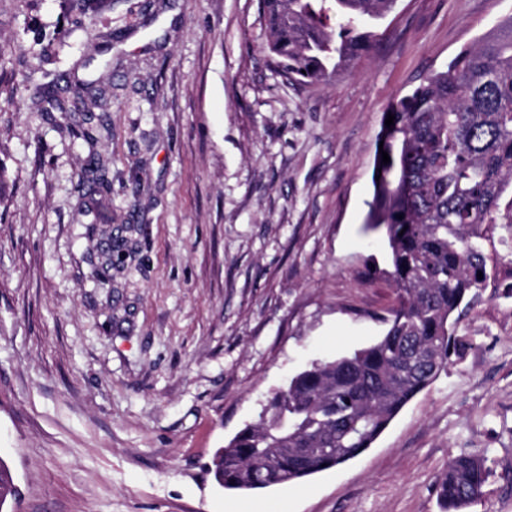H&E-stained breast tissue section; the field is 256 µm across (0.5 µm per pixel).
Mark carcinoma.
<instances>
[{
  "mask_svg": "<svg viewBox=\"0 0 512 512\" xmlns=\"http://www.w3.org/2000/svg\"><path fill=\"white\" fill-rule=\"evenodd\" d=\"M395 0H262L267 51L289 81L328 83L377 41ZM338 20V26L331 20ZM365 223L385 228L398 292L376 343L317 361L216 450L210 472L247 492L292 483L371 447L460 356L459 324L486 288L512 298V18L461 50L391 108ZM483 274L478 278L477 274ZM484 458L462 454L436 480L441 512L482 493Z\"/></svg>",
  "mask_w": 512,
  "mask_h": 512,
  "instance_id": "carcinoma-1",
  "label": "carcinoma"
}]
</instances>
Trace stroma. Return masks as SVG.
Returning a JSON list of instances; mask_svg holds the SVG:
<instances>
[{
  "label": "stroma",
  "mask_w": 512,
  "mask_h": 512,
  "mask_svg": "<svg viewBox=\"0 0 512 512\" xmlns=\"http://www.w3.org/2000/svg\"><path fill=\"white\" fill-rule=\"evenodd\" d=\"M0 0V512H440L435 478L483 453L466 512H512V298L359 456L246 493L216 449L317 360L377 341L398 293L365 218L393 101L512 17V0H397L327 84L269 65L260 0ZM109 56L107 71L97 68ZM91 83L66 111L44 92ZM105 116L101 180L71 132ZM119 247L105 269L93 202Z\"/></svg>",
  "instance_id": "obj_1"
}]
</instances>
